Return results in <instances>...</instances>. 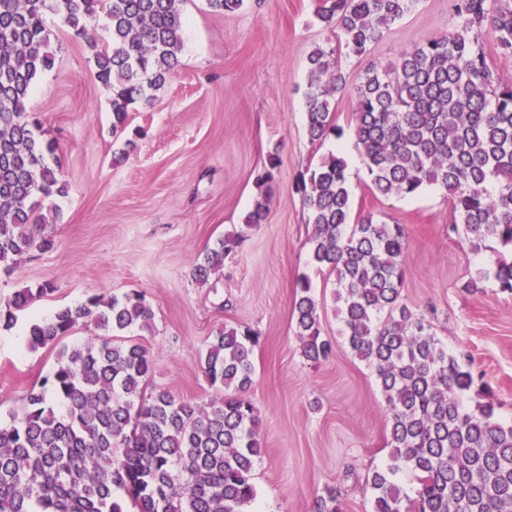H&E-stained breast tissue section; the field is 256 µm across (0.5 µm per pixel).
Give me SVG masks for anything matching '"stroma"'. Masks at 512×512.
Returning <instances> with one entry per match:
<instances>
[{
  "label": "stroma",
  "mask_w": 512,
  "mask_h": 512,
  "mask_svg": "<svg viewBox=\"0 0 512 512\" xmlns=\"http://www.w3.org/2000/svg\"><path fill=\"white\" fill-rule=\"evenodd\" d=\"M320 0H245L218 14L206 0H186L183 44L151 106L130 113L113 134L112 92L94 77L86 40L47 15L52 68L35 83L29 110L43 140L53 142L65 196L49 251L26 255L12 274L0 273V303L21 288L53 282L52 293L15 311L0 325V413L21 410L56 362V350H30V324L94 294L143 293L155 332L144 343L154 361L153 385L178 398H218L197 354L217 329L242 325L257 332L255 374L247 396L257 406L264 453L254 482L257 512H312L325 485L341 492L344 512H369L365 482L387 461V419L372 370L341 336L335 281L309 259L306 222L295 184L333 152L347 164L354 214L373 212L406 227L404 300L431 326L474 378L467 406L485 389L498 419L512 422V295L494 284L469 293L487 254L472 252L449 232L444 189L412 197L374 196L353 133L352 85L369 64L388 68L412 44L447 34L454 0H418L390 25L371 55L340 56L347 90L332 110L341 138L311 142L306 128L308 57L336 47V34L316 18ZM136 146L126 150L127 138ZM280 165L261 181L270 154ZM266 197L264 224L244 223L257 197ZM238 242L222 276L202 286L192 269L217 238ZM309 279L323 336L334 350L314 363L294 334L297 284Z\"/></svg>",
  "instance_id": "35a3bbf8"
}]
</instances>
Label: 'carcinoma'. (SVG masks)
<instances>
[{
    "label": "carcinoma",
    "mask_w": 512,
    "mask_h": 512,
    "mask_svg": "<svg viewBox=\"0 0 512 512\" xmlns=\"http://www.w3.org/2000/svg\"><path fill=\"white\" fill-rule=\"evenodd\" d=\"M186 0H0V269L11 273L33 249L54 246L50 203L67 192L51 143L39 141L28 102L54 54L46 13L60 17L92 52L95 76L112 88V130L150 104L177 63ZM417 0H323L317 16L338 30V48L365 56L383 30ZM448 33L415 43L392 70L371 63L353 88L354 134L372 192L415 195L437 185L448 194L449 229L471 250L494 243L512 252V78L490 62L480 42L491 36L512 53V0H457ZM101 18L111 44L88 36ZM336 48V49H338ZM336 49L308 59L307 131L311 141L339 138L331 98L346 85ZM347 164L329 154L296 185L312 225L310 260L335 277L343 336L370 367L384 400L388 459L367 479L371 512H512V423L491 403L463 404L473 378L448 354L403 298L407 236L367 212L352 216ZM260 198L245 217L265 222ZM236 244L220 237L197 258L196 282L224 270ZM493 281L512 295V255L501 253L463 285ZM294 334L304 357L326 360L311 284L298 285ZM54 284L20 288L0 309L13 311ZM107 332L94 341L60 345L79 324ZM155 313L138 292L91 295L58 308L28 330L31 350L58 345L57 363L32 389L24 409L0 418V512H250L254 471L262 453L256 405L240 396L253 382L251 329L224 326L197 361L221 396L197 403L150 385L147 347L126 334H153ZM415 483L408 493L398 476ZM122 489L128 502L113 496ZM313 512H342L334 485L323 487Z\"/></svg>",
    "instance_id": "carcinoma-1"
}]
</instances>
